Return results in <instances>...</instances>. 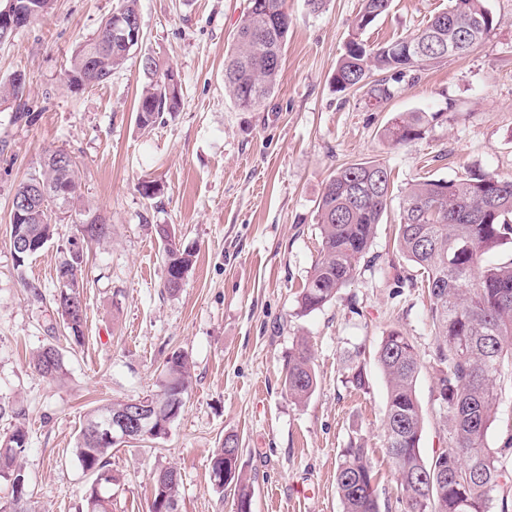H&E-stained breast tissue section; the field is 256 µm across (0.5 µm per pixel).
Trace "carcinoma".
Listing matches in <instances>:
<instances>
[{"mask_svg": "<svg viewBox=\"0 0 512 512\" xmlns=\"http://www.w3.org/2000/svg\"><path fill=\"white\" fill-rule=\"evenodd\" d=\"M392 0H362L353 33L333 74L338 92L362 91L376 100L393 96V84L415 79L439 61L448 41L457 42L458 54L473 51L493 26L484 0H451L448 8L434 14L426 26L401 38L370 46L363 34L389 11ZM478 17L483 31L474 36L466 31L467 20ZM113 18H108L98 34L78 46L66 70L67 88L78 92L89 82L98 86L112 77L136 44L114 42L107 47ZM291 22L286 0H249L233 48L224 58V92L243 112H253L279 86L281 53ZM143 89L137 105L138 126H154L166 113L181 104V84L169 85L174 67L158 56L141 62ZM382 78H373L374 73ZM429 124L426 113L408 112L383 130L384 140L394 146L421 138ZM59 159L45 161L40 169L19 184L16 193L31 184L73 188L66 199V212L75 210L79 199L76 163L63 150ZM391 171L376 161L342 166L327 181L316 208L320 256L302 285L298 296L301 314L311 313L330 303L364 267L376 264L369 255L378 224L382 223L393 200ZM25 232L35 244V252L45 248L54 235L52 213L36 212L26 224L11 225V236ZM164 244V288L172 295L183 288L185 275L193 263L194 251L180 243L176 228L156 230ZM110 235V225L97 212L81 213L76 236L86 246ZM399 251L421 271L430 307L428 320L434 336L432 359L438 374L442 419L450 434L449 446L437 457L426 459L420 451L423 413L416 397V379L421 359L410 337L393 329L376 351L377 362L387 386L384 412L385 444L394 466L400 496L398 512H490L494 494L512 482V473L503 469L499 451L490 446L488 432L499 407L505 377L512 368V257L488 264L484 256L512 242V177L481 170L469 171L460 180L427 177L411 184L399 203L397 222ZM88 251L66 250L56 268L59 294L55 312L68 338L82 345L86 312L81 299L80 275ZM35 371L48 381H56L65 370L62 351L48 344L32 358ZM346 379L357 389L366 386L363 367L352 361ZM191 386L188 355L173 353L166 361L159 392L148 396L159 414L155 423L170 425L180 413ZM284 387L297 403L306 401L316 387L311 351L307 341L298 342L288 360ZM126 405L107 403L90 414L76 442V457L83 472L93 477L84 493L83 512H112L110 468L114 443L94 439L89 429ZM29 435L21 423L0 438V480L11 489L10 505L0 512H29L31 491L21 459ZM239 439L224 436L211 458L213 486L233 491L240 512H251L252 488L239 465ZM228 481L218 483L221 473ZM151 512H167L178 502L180 473L174 468L151 473ZM336 486L343 512H391L381 504L374 488V474L368 449L361 439L351 440L342 450L336 469Z\"/></svg>", "mask_w": 512, "mask_h": 512, "instance_id": "carcinoma-1", "label": "carcinoma"}]
</instances>
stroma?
Listing matches in <instances>:
<instances>
[{"instance_id":"stroma-1","label":"stroma","mask_w":512,"mask_h":512,"mask_svg":"<svg viewBox=\"0 0 512 512\" xmlns=\"http://www.w3.org/2000/svg\"><path fill=\"white\" fill-rule=\"evenodd\" d=\"M248 0H138L143 39L107 83L79 92L63 81L77 46L97 35L117 0H54L50 12L0 43V82L24 74L22 99L0 102V396L29 431L22 465L33 512H79L92 477L75 456L91 410L157 392L167 358L186 352L192 386L166 436L117 443L112 450V512H150L152 471L181 473L178 512H234L212 485L211 455L225 435L239 438L253 490L252 512H342L336 467L350 438L369 451L380 500L399 488L385 448L386 384L376 350L390 329L410 336L421 356L416 394L425 414L420 448L432 458L448 445L439 417L429 299L411 283L412 265L394 242L397 205L378 225L362 271L320 310L303 314L297 295L318 258L316 206L338 167L375 160L392 171L395 191L424 178L469 171L512 176V0H486L494 26L470 54L445 59L393 98L375 103L332 83L362 0H328L311 12L287 0L292 24L277 91L255 112L224 92V57ZM450 0H392L364 34L372 45L422 28ZM159 54L178 70L179 111L142 130L136 108L140 58ZM422 111L424 138L394 147L381 139L397 116ZM72 155L80 207L112 226L91 246L83 271V345L48 329L56 268L71 221L24 266L10 237L12 199L46 151ZM153 180L154 198L138 184ZM160 224L175 226L197 251L183 288L162 286ZM307 338L317 385L301 404L285 392L289 354ZM58 346L66 373L56 382L31 367L43 345ZM366 386L346 381L350 357Z\"/></svg>"}]
</instances>
